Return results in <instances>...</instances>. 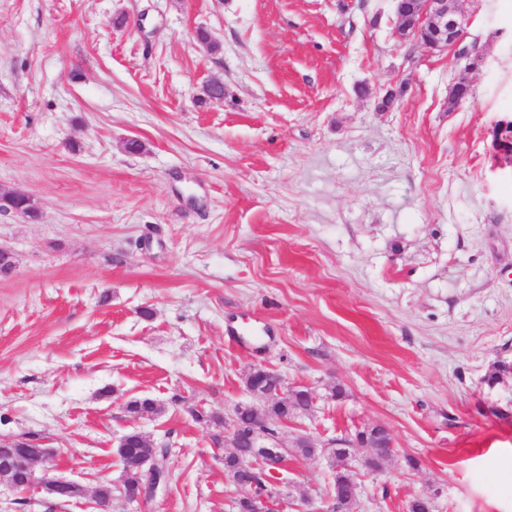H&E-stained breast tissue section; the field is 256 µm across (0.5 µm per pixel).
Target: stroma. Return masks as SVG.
<instances>
[{
    "label": "stroma",
    "instance_id": "35a3bbf8",
    "mask_svg": "<svg viewBox=\"0 0 512 512\" xmlns=\"http://www.w3.org/2000/svg\"><path fill=\"white\" fill-rule=\"evenodd\" d=\"M462 7L475 68L399 38L395 0H0V189L41 212L0 213V436L87 490L0 483V512H98L131 430L167 486L109 512H235L189 410L257 366L316 396L272 423L281 512L331 493L298 436L374 424L395 453L353 465L351 512H512V0Z\"/></svg>",
    "mask_w": 512,
    "mask_h": 512
}]
</instances>
